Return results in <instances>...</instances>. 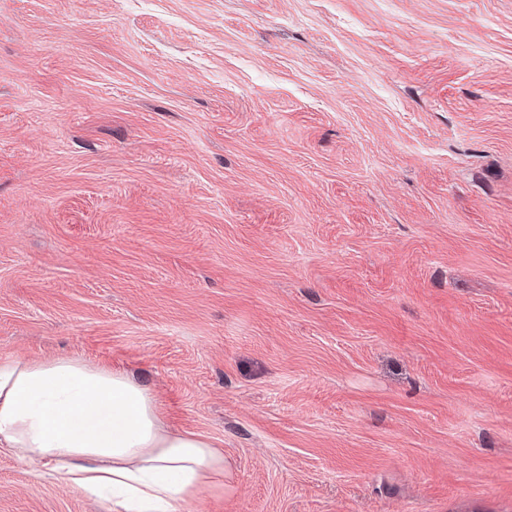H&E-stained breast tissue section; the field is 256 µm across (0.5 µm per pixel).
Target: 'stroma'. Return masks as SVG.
Masks as SVG:
<instances>
[{
	"mask_svg": "<svg viewBox=\"0 0 512 512\" xmlns=\"http://www.w3.org/2000/svg\"><path fill=\"white\" fill-rule=\"evenodd\" d=\"M5 357L149 385L183 512H512V0H0Z\"/></svg>",
	"mask_w": 512,
	"mask_h": 512,
	"instance_id": "obj_1",
	"label": "stroma"
}]
</instances>
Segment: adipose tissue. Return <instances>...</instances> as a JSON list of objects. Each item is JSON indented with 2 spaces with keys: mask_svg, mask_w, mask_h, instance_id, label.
I'll return each mask as SVG.
<instances>
[{
  "mask_svg": "<svg viewBox=\"0 0 512 512\" xmlns=\"http://www.w3.org/2000/svg\"><path fill=\"white\" fill-rule=\"evenodd\" d=\"M0 448L54 462L73 488L110 495L112 512H181L224 483L223 452L167 429L148 387L72 359L0 360Z\"/></svg>",
  "mask_w": 512,
  "mask_h": 512,
  "instance_id": "obj_1",
  "label": "adipose tissue"
}]
</instances>
